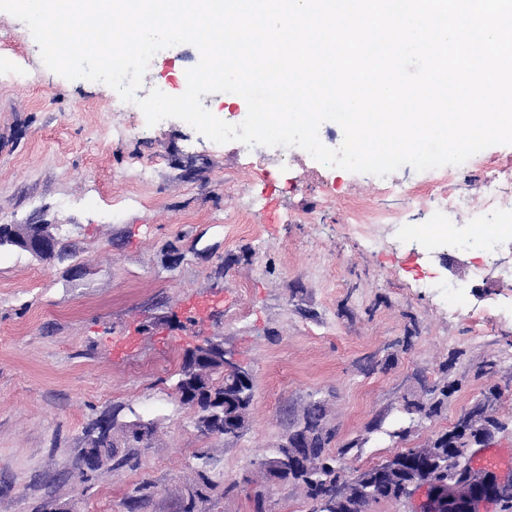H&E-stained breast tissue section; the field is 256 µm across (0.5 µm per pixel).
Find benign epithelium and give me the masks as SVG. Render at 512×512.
Here are the masks:
<instances>
[{"label":"benign epithelium","mask_w":512,"mask_h":512,"mask_svg":"<svg viewBox=\"0 0 512 512\" xmlns=\"http://www.w3.org/2000/svg\"><path fill=\"white\" fill-rule=\"evenodd\" d=\"M205 373L225 379V389L236 391L243 386L254 387L252 372L228 357L224 341L204 338L188 347L183 355V379L175 388L182 405L198 408L197 375ZM495 400L489 395L479 402L480 408L461 414L459 437L440 435L428 440L415 452L427 463L405 473L396 491L400 502H414L413 512H480L485 503L512 504V478L481 470L473 465L474 447L484 445L496 433L488 409ZM297 455L274 459L264 470L278 479ZM370 482L368 469L349 471L336 464L333 497L313 503L317 512H366L370 503L364 487Z\"/></svg>","instance_id":"benign-epithelium-1"}]
</instances>
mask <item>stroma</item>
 Masks as SVG:
<instances>
[{"label":"stroma","instance_id":"35a3bbf8","mask_svg":"<svg viewBox=\"0 0 512 512\" xmlns=\"http://www.w3.org/2000/svg\"><path fill=\"white\" fill-rule=\"evenodd\" d=\"M198 60L186 44L159 51L141 95L181 94ZM19 66L27 82L12 80ZM111 99L105 84L46 68L28 27L0 11V224L58 225L65 247L48 260L0 247V512L50 499L128 512L144 480L155 494L140 512H181L201 453L220 488L198 512H260L259 490L261 512H309L258 462L313 401L354 471L448 431L493 386L504 427L488 447L512 455V249L451 245L485 177L512 169V145L451 170L403 167L390 176L400 197L299 148L247 157L176 119L147 126L143 113L107 111ZM446 186L473 204L453 222L432 202ZM352 211L446 230L423 250L375 224L383 244L370 248L345 228ZM429 279L459 284L463 301L422 289ZM205 336L255 378L234 439L202 434L173 391L184 350ZM433 387L449 388L445 409L408 413ZM110 414L158 434L137 459L81 474L85 430Z\"/></svg>","mask_w":512,"mask_h":512}]
</instances>
